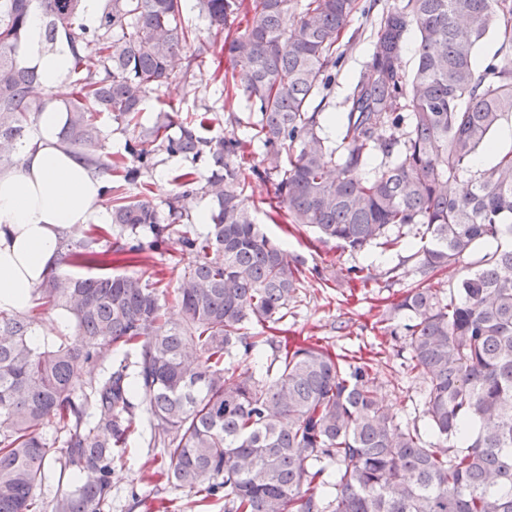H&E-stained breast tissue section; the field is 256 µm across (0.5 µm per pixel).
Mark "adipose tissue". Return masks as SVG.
<instances>
[{
  "label": "adipose tissue",
  "mask_w": 512,
  "mask_h": 512,
  "mask_svg": "<svg viewBox=\"0 0 512 512\" xmlns=\"http://www.w3.org/2000/svg\"><path fill=\"white\" fill-rule=\"evenodd\" d=\"M32 64L56 93L65 92L67 43L42 50L30 39ZM61 112L41 113L35 133L20 148L18 167L0 173V310L24 312L58 267L64 235L107 220L105 181L57 141Z\"/></svg>",
  "instance_id": "1"
}]
</instances>
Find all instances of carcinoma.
Masks as SVG:
<instances>
[{
    "label": "carcinoma",
    "mask_w": 512,
    "mask_h": 512,
    "mask_svg": "<svg viewBox=\"0 0 512 512\" xmlns=\"http://www.w3.org/2000/svg\"><path fill=\"white\" fill-rule=\"evenodd\" d=\"M210 38L198 39L185 0H107L96 27L80 22L83 0H0V169L20 162L51 100L27 59L31 15L42 14L41 48L66 41L74 91L58 140L103 176L119 237L99 250L93 232L67 249L94 263L87 278L50 276L43 304L75 323L31 340L37 317L0 311V512H39L36 491L51 454L42 431L63 432V469L80 481L51 512H101L112 460L127 448L137 416L179 487L224 492V512H512V150L488 166L475 158L512 121V0H399L375 20L367 69L353 82L337 139L323 133L329 77L358 0H196ZM500 60L479 70L489 33ZM414 69L401 68L406 41ZM248 75L224 113L246 141L210 134L205 119L162 112L142 123L149 94L169 82L195 84L206 63ZM132 130L124 152L106 151L98 117ZM295 156L283 163L285 151ZM164 152L211 174L176 177L158 208L143 172ZM270 181L269 217L310 228L351 252L375 244L412 250L420 279L382 319L405 344L409 367L427 383L423 427L399 421L380 401L373 362H349L312 342L281 349L255 327L288 316L303 261L256 222L247 187ZM464 179L468 191L448 194ZM140 185L136 195L130 186ZM209 229L185 222L198 194ZM177 235L184 262L168 321L158 282L145 271H112ZM496 243L444 294L439 273L482 243ZM402 314L404 320L394 322ZM273 349L269 364L239 369L233 358ZM90 390L88 371L105 364Z\"/></svg>",
    "instance_id": "carcinoma-1"
}]
</instances>
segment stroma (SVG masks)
<instances>
[{"label": "stroma", "instance_id": "obj_1", "mask_svg": "<svg viewBox=\"0 0 512 512\" xmlns=\"http://www.w3.org/2000/svg\"><path fill=\"white\" fill-rule=\"evenodd\" d=\"M396 0H360L357 11L346 27L347 33L361 32L362 39L356 47L341 44L343 63L337 70L330 87L328 111L339 114L349 89L364 68L372 52L373 16L391 7ZM179 112H207L211 132L224 134V113L218 92L207 77H199L195 86L171 83L151 95L144 104L143 123H152L158 112L166 107ZM271 183L251 181L247 193L254 200L259 224L268 236L281 244L289 253L301 256L314 274L307 278L296 303L288 311V333L290 340L300 341L312 337L317 344L350 357H367L377 351L384 337L378 321L406 288L417 279L413 262L403 259L400 250H387L373 246L361 252H350L335 244H322L314 239L311 231L294 229L284 224H275L266 215V203L272 197ZM178 256L175 240H167L158 250L148 252L145 264L116 260L114 268L119 272H137L147 266L164 274L167 290L177 288L180 270L174 260ZM364 269L373 280L368 287L348 288L343 276L349 267ZM398 267L399 275L387 279L385 272ZM378 396L383 403L403 422H413L416 412L422 407L421 383L407 369L396 351H388L382 357L374 378ZM43 437L52 448L46 466L48 478L40 489L44 504H52L76 484L73 471L62 470L60 462L61 435L53 428H45ZM150 426L147 417H140L134 433L122 457L112 463V500L103 512H153L158 502H166L169 512H224L223 497L206 492L180 488L167 483L155 475L153 457L158 449L149 445Z\"/></svg>", "mask_w": 512, "mask_h": 512}]
</instances>
